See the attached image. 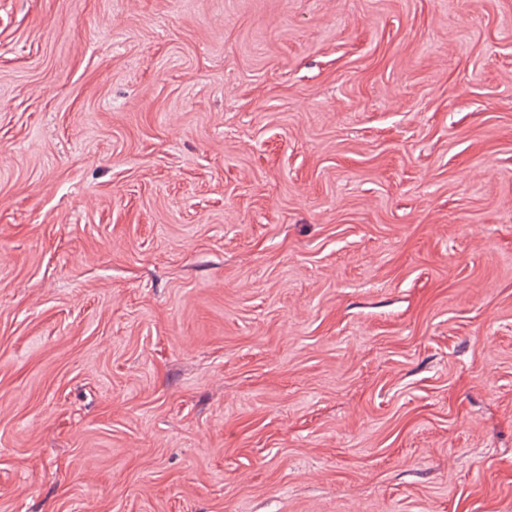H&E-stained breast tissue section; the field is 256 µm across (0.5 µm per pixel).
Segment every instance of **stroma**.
Returning a JSON list of instances; mask_svg holds the SVG:
<instances>
[{
	"label": "stroma",
	"instance_id": "stroma-1",
	"mask_svg": "<svg viewBox=\"0 0 512 512\" xmlns=\"http://www.w3.org/2000/svg\"><path fill=\"white\" fill-rule=\"evenodd\" d=\"M0 512H512V0H0Z\"/></svg>",
	"mask_w": 512,
	"mask_h": 512
}]
</instances>
